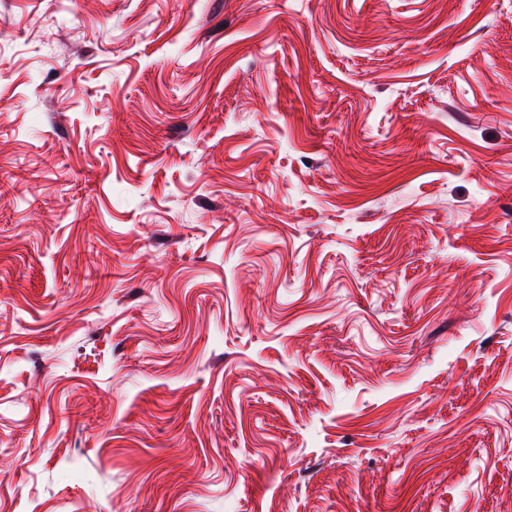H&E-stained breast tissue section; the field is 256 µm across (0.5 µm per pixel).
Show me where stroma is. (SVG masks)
Instances as JSON below:
<instances>
[{
    "label": "stroma",
    "mask_w": 512,
    "mask_h": 512,
    "mask_svg": "<svg viewBox=\"0 0 512 512\" xmlns=\"http://www.w3.org/2000/svg\"><path fill=\"white\" fill-rule=\"evenodd\" d=\"M0 27V512H512V0Z\"/></svg>",
    "instance_id": "obj_1"
}]
</instances>
